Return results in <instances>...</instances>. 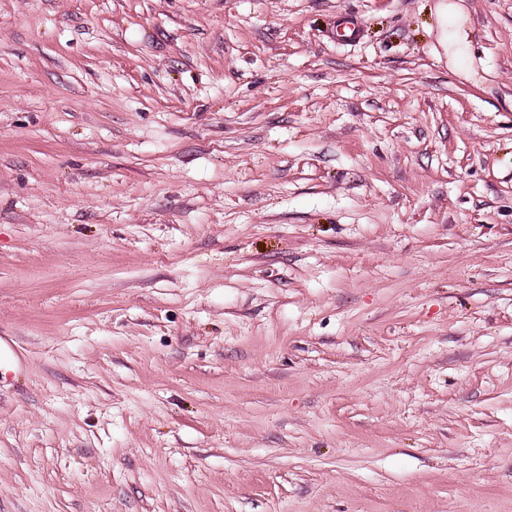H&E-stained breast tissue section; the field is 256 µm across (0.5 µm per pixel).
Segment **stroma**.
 <instances>
[{
	"instance_id": "35a3bbf8",
	"label": "stroma",
	"mask_w": 512,
	"mask_h": 512,
	"mask_svg": "<svg viewBox=\"0 0 512 512\" xmlns=\"http://www.w3.org/2000/svg\"><path fill=\"white\" fill-rule=\"evenodd\" d=\"M461 2L454 66L437 0H0V512H512V0ZM439 1L435 11L441 29V48L453 61L459 62L466 43L468 17L459 5Z\"/></svg>"
}]
</instances>
